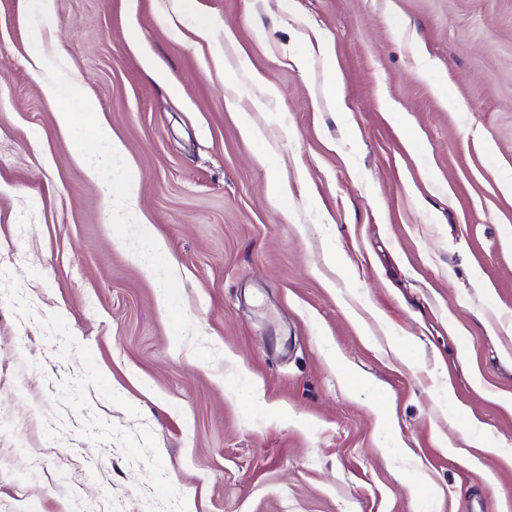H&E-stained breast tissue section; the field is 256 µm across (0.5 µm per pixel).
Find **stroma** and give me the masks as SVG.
Listing matches in <instances>:
<instances>
[{"label":"stroma","instance_id":"stroma-1","mask_svg":"<svg viewBox=\"0 0 512 512\" xmlns=\"http://www.w3.org/2000/svg\"><path fill=\"white\" fill-rule=\"evenodd\" d=\"M193 11L0 0V512H512V0ZM90 115V128L94 138L99 143L106 144V148L112 154L123 152L124 146L120 139L105 125L96 113H89Z\"/></svg>","mask_w":512,"mask_h":512}]
</instances>
